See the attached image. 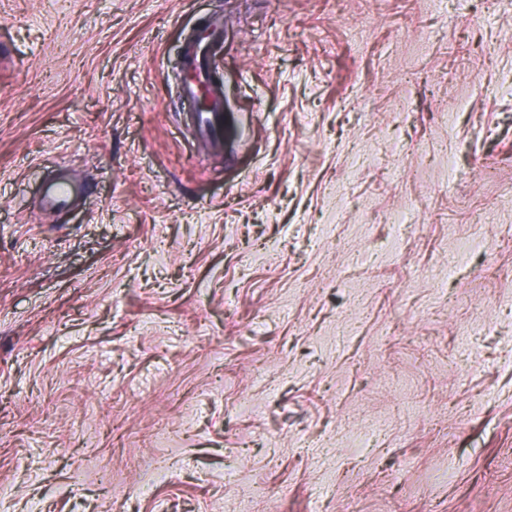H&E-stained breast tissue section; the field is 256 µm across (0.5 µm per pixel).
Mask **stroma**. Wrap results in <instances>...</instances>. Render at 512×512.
<instances>
[{
    "mask_svg": "<svg viewBox=\"0 0 512 512\" xmlns=\"http://www.w3.org/2000/svg\"><path fill=\"white\" fill-rule=\"evenodd\" d=\"M258 488L512 512V0H0V512ZM204 29L198 37L203 36L186 49L184 67L190 77L183 80L181 89L183 97L196 103L206 91L209 107L197 108V127L203 138L216 143L223 133L219 113L223 112L224 91L212 81L211 59L215 47L224 40V18L212 17ZM73 195L74 187L71 182L50 177L40 193V201L45 209H60L69 205Z\"/></svg>",
    "mask_w": 512,
    "mask_h": 512,
    "instance_id": "1",
    "label": "stroma"
}]
</instances>
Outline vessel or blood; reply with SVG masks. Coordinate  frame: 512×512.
<instances>
[{"label": "vessel or blood", "mask_w": 512, "mask_h": 512, "mask_svg": "<svg viewBox=\"0 0 512 512\" xmlns=\"http://www.w3.org/2000/svg\"><path fill=\"white\" fill-rule=\"evenodd\" d=\"M223 38V17H212L203 36L187 47L184 57L188 77L182 82V95L193 101L202 97L207 99V108L196 111L197 127L201 136L213 143L220 141L223 133L220 114L224 105V91L212 81L211 59L215 47ZM73 195L74 187L71 182L52 177L46 180L40 193V201L44 208L60 209L69 205Z\"/></svg>", "instance_id": "1"}]
</instances>
